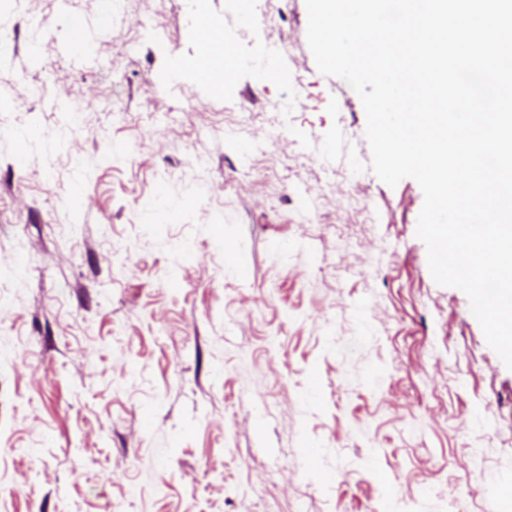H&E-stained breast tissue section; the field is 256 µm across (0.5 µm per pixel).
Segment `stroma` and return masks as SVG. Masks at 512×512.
Returning <instances> with one entry per match:
<instances>
[{
    "instance_id": "obj_1",
    "label": "stroma",
    "mask_w": 512,
    "mask_h": 512,
    "mask_svg": "<svg viewBox=\"0 0 512 512\" xmlns=\"http://www.w3.org/2000/svg\"><path fill=\"white\" fill-rule=\"evenodd\" d=\"M206 9L236 63L220 91L178 68L197 0L148 28L125 0L94 66L65 16L98 0H0L22 44L0 82V512H504L512 370L434 280L419 184L371 170L305 0H272L288 66L262 82L254 26Z\"/></svg>"
}]
</instances>
